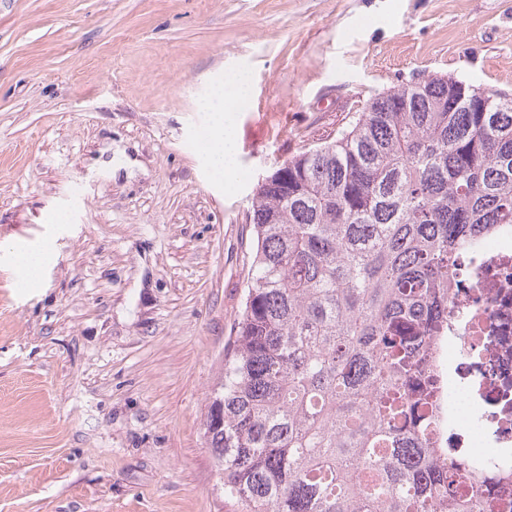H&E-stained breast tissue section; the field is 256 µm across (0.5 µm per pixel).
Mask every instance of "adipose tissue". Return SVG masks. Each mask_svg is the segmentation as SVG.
<instances>
[{
  "label": "adipose tissue",
  "instance_id": "ef3b65f1",
  "mask_svg": "<svg viewBox=\"0 0 512 512\" xmlns=\"http://www.w3.org/2000/svg\"><path fill=\"white\" fill-rule=\"evenodd\" d=\"M249 79L246 73L232 74L214 87L204 107L211 114L213 134L203 147L211 168L225 175L232 174L237 153V130L234 121L232 96L247 97Z\"/></svg>",
  "mask_w": 512,
  "mask_h": 512
}]
</instances>
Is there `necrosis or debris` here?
I'll list each match as a JSON object with an SVG mask.
<instances>
[{
  "mask_svg": "<svg viewBox=\"0 0 512 512\" xmlns=\"http://www.w3.org/2000/svg\"><path fill=\"white\" fill-rule=\"evenodd\" d=\"M448 290V334L435 343L444 384L436 397L441 444L468 467L448 494H478L482 512L512 500V225L460 254Z\"/></svg>",
  "mask_w": 512,
  "mask_h": 512,
  "instance_id": "4bbe7bcc",
  "label": "necrosis or debris"
}]
</instances>
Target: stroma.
<instances>
[{
    "instance_id": "stroma-1",
    "label": "stroma",
    "mask_w": 512,
    "mask_h": 512,
    "mask_svg": "<svg viewBox=\"0 0 512 512\" xmlns=\"http://www.w3.org/2000/svg\"><path fill=\"white\" fill-rule=\"evenodd\" d=\"M427 77L512 93V0H0V512H234L203 420L256 187ZM228 88V91L226 90ZM232 91L241 98L249 93V79L245 72L232 74L225 82L214 87L204 107L211 112L213 134L202 152L215 172L230 175L234 172L237 153V130L234 121ZM15 267L19 272L18 284L21 288H31L37 283V273L42 256L35 251H20L15 256Z\"/></svg>"
}]
</instances>
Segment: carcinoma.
I'll use <instances>...</instances> for the list:
<instances>
[{
	"mask_svg": "<svg viewBox=\"0 0 512 512\" xmlns=\"http://www.w3.org/2000/svg\"><path fill=\"white\" fill-rule=\"evenodd\" d=\"M205 435L240 512H475L448 497L434 341L455 253L512 225V94L427 78L256 188Z\"/></svg>",
	"mask_w": 512,
	"mask_h": 512,
	"instance_id": "obj_1",
	"label": "carcinoma"
}]
</instances>
